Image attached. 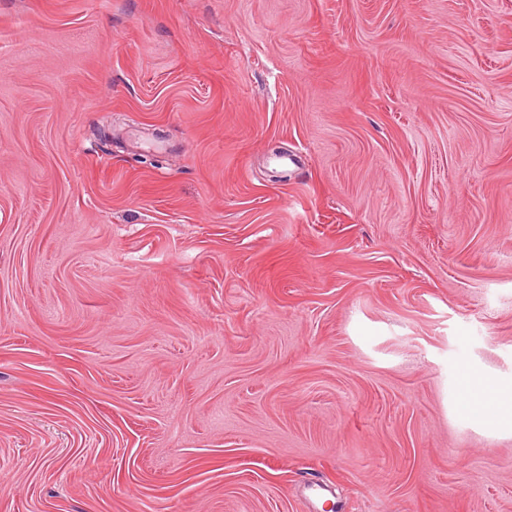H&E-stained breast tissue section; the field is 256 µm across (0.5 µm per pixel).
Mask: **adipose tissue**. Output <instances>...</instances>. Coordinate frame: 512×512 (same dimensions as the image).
<instances>
[{"instance_id":"ef3b65f1","label":"adipose tissue","mask_w":512,"mask_h":512,"mask_svg":"<svg viewBox=\"0 0 512 512\" xmlns=\"http://www.w3.org/2000/svg\"><path fill=\"white\" fill-rule=\"evenodd\" d=\"M462 412L480 423L512 427V380H487L480 372L468 373L462 382Z\"/></svg>"}]
</instances>
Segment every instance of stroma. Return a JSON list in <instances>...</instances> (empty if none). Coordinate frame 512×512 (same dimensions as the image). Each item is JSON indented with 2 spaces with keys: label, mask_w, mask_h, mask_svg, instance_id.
Segmentation results:
<instances>
[{
  "label": "stroma",
  "mask_w": 512,
  "mask_h": 512,
  "mask_svg": "<svg viewBox=\"0 0 512 512\" xmlns=\"http://www.w3.org/2000/svg\"><path fill=\"white\" fill-rule=\"evenodd\" d=\"M470 371L512 0H0V512H512Z\"/></svg>",
  "instance_id": "stroma-1"
}]
</instances>
